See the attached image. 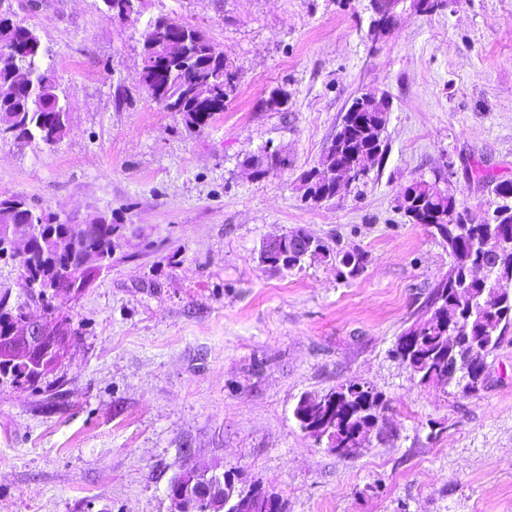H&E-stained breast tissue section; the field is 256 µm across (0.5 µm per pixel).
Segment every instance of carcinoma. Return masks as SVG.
Listing matches in <instances>:
<instances>
[{"instance_id": "1", "label": "carcinoma", "mask_w": 512, "mask_h": 512, "mask_svg": "<svg viewBox=\"0 0 512 512\" xmlns=\"http://www.w3.org/2000/svg\"><path fill=\"white\" fill-rule=\"evenodd\" d=\"M158 39L171 42L168 52L151 40L143 45L142 84L152 98L170 112L181 116L188 128L203 127L212 117L224 111V102L236 92L237 74L228 69L224 57L217 54L201 32L180 24L171 25L163 17L149 23ZM14 47L12 62L0 64V83L9 80L14 71L25 73L27 81L14 87L13 96L0 100V120L14 116L20 129L14 137L45 141L51 136L62 113L55 72L40 66L44 53L39 35L27 26L15 22L10 14L0 12V46ZM387 113L374 109L366 112L348 111L336 131L341 150H326L317 167L302 178L304 196L310 201L322 195L336 196L335 185L326 182L325 173L337 164L380 163L385 145L374 135L385 129ZM482 179L492 184L496 208L512 210V181H495L489 173ZM412 191L404 212L415 224H423L431 233L445 239L454 264L445 280L430 293L423 317L397 337L392 354L405 363L422 385L453 388L462 395H474L484 383L487 356L499 345L512 326V289L498 286L497 274L512 271V222L509 224H469L466 207L456 197L439 196L427 180L412 181ZM14 224H34L38 236L33 239L29 256L18 262L22 286L34 294L36 281L57 277L63 289L79 288L90 280L92 271L82 267L81 253L94 249L108 256L116 247L112 236L115 225L99 224L93 230H80L65 224L43 209L29 204L19 194L0 196V227ZM297 251V241L285 238L269 266L292 269L302 260L291 257ZM337 275L354 279L364 270L365 257L358 250L336 253ZM23 308L10 304L8 292L0 294V348L11 341L13 311ZM39 374L21 364L0 361V380L11 386L22 381L35 384ZM349 382L326 392V411L336 418V440H347L376 421L375 436L388 438L385 413L388 409L383 394L366 386L354 390ZM313 398H301L294 417L301 428L305 418L317 413ZM253 502L274 500L275 512H287L286 503L277 494L253 484Z\"/></svg>"}]
</instances>
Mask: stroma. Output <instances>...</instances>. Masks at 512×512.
Returning a JSON list of instances; mask_svg holds the SVG:
<instances>
[{
	"label": "stroma",
	"instance_id": "35a3bbf8",
	"mask_svg": "<svg viewBox=\"0 0 512 512\" xmlns=\"http://www.w3.org/2000/svg\"><path fill=\"white\" fill-rule=\"evenodd\" d=\"M4 2L39 33L70 122L53 145L0 139V195L119 229L111 268L55 302L62 362L36 386H0V512H170L185 460L261 484L288 512H512V332L474 397L419 384L390 354L453 262L400 192L452 170L481 223L482 173L512 181V0L406 11L377 42L370 0H142L126 23L102 0ZM161 16L238 76L203 127L141 83ZM366 90L391 103L382 163L305 200L301 176ZM266 152L284 165L253 178ZM298 228L363 252V273L261 264L264 239ZM351 381L383 394L391 436L343 458L293 410Z\"/></svg>",
	"mask_w": 512,
	"mask_h": 512
}]
</instances>
